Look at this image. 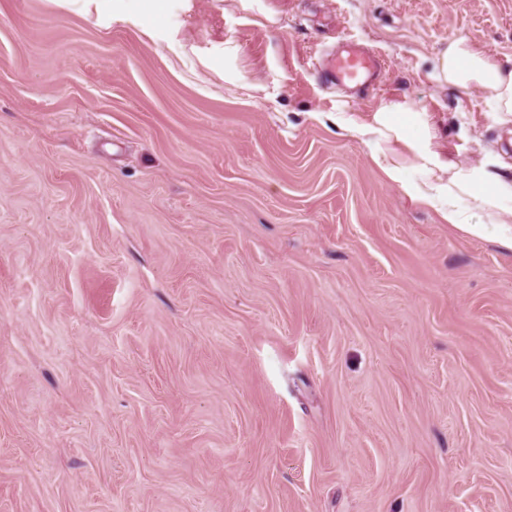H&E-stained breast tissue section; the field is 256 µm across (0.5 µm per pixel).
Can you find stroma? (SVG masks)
<instances>
[{"label":"stroma","mask_w":512,"mask_h":512,"mask_svg":"<svg viewBox=\"0 0 512 512\" xmlns=\"http://www.w3.org/2000/svg\"><path fill=\"white\" fill-rule=\"evenodd\" d=\"M455 39L511 68L512 0H0V512H512V112ZM432 77L439 84L467 87L476 83L488 92L494 111L512 112V70L488 61L463 39L448 43L439 52ZM336 85L381 82L384 61L380 54L346 43L344 50L326 61ZM423 159L431 164H435L438 167V174L435 170L430 169L429 172L433 179L426 184V187L419 191V198L424 203L438 207V211L441 218L448 222V224H455L461 226L465 231L477 234L480 231V226L476 224H464L461 213L457 208L455 202V195L450 186H448V180L445 182L443 175L448 173L447 167L437 165L428 156H422Z\"/></svg>","instance_id":"35a3bbf8"}]
</instances>
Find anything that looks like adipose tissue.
<instances>
[{
    "label": "adipose tissue",
    "instance_id": "obj_1",
    "mask_svg": "<svg viewBox=\"0 0 512 512\" xmlns=\"http://www.w3.org/2000/svg\"><path fill=\"white\" fill-rule=\"evenodd\" d=\"M432 77L441 84L449 83L461 87L477 84L488 92L496 111L512 112V70L488 61L465 40L452 41L439 52L435 58ZM419 198L424 203L437 207L444 221L465 226L469 233H479V225L464 224L454 192L441 174H434L426 187L420 190Z\"/></svg>",
    "mask_w": 512,
    "mask_h": 512
}]
</instances>
